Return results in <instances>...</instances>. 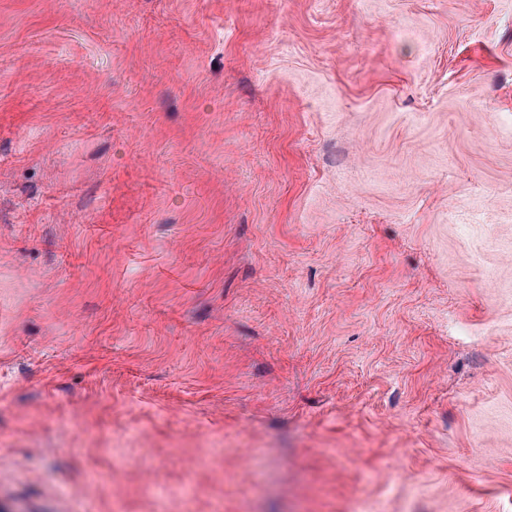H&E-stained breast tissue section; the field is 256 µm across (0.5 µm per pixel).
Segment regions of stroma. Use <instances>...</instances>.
<instances>
[{
	"label": "stroma",
	"mask_w": 512,
	"mask_h": 512,
	"mask_svg": "<svg viewBox=\"0 0 512 512\" xmlns=\"http://www.w3.org/2000/svg\"><path fill=\"white\" fill-rule=\"evenodd\" d=\"M512 512V0H0V512Z\"/></svg>",
	"instance_id": "1"
}]
</instances>
